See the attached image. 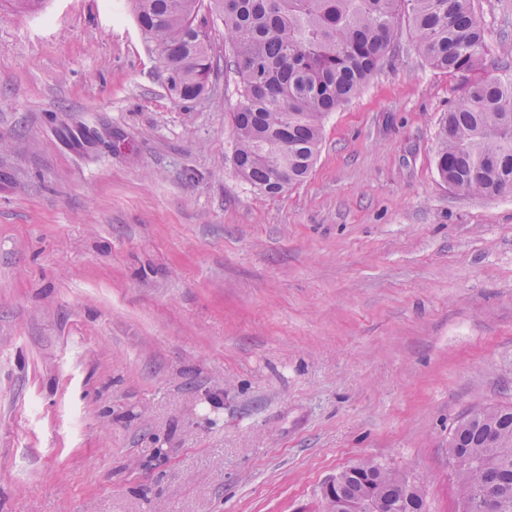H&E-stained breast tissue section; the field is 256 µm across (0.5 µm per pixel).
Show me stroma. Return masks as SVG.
Listing matches in <instances>:
<instances>
[{
	"label": "stroma",
	"instance_id": "obj_1",
	"mask_svg": "<svg viewBox=\"0 0 512 512\" xmlns=\"http://www.w3.org/2000/svg\"><path fill=\"white\" fill-rule=\"evenodd\" d=\"M473 3L512 72V0ZM211 40L183 100L127 0H0V512H314L362 457L454 512L451 429L512 407V195L435 165L462 78L401 17L270 196Z\"/></svg>",
	"mask_w": 512,
	"mask_h": 512
}]
</instances>
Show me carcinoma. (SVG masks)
<instances>
[{"instance_id":"obj_1","label":"carcinoma","mask_w":512,"mask_h":512,"mask_svg":"<svg viewBox=\"0 0 512 512\" xmlns=\"http://www.w3.org/2000/svg\"><path fill=\"white\" fill-rule=\"evenodd\" d=\"M473 0H209L224 26L241 102L229 113L239 175L267 194L303 181L322 141V122L360 93L397 37L406 10L419 49L437 70L468 79L441 120L435 157L455 191L494 198L512 194V73L480 74L492 52ZM137 24L160 52L169 90L190 100L213 69L210 33L197 22L204 0H132ZM456 469L455 512L483 486L512 512V407L478 410L448 437ZM322 488L323 512H426L423 488L372 459L338 473Z\"/></svg>"}]
</instances>
